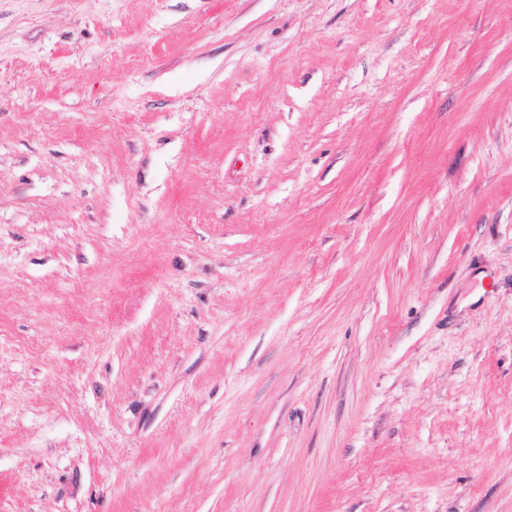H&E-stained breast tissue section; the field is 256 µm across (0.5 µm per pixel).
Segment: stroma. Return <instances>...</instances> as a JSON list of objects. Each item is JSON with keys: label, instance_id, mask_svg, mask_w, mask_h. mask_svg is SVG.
<instances>
[{"label": "stroma", "instance_id": "obj_1", "mask_svg": "<svg viewBox=\"0 0 512 512\" xmlns=\"http://www.w3.org/2000/svg\"><path fill=\"white\" fill-rule=\"evenodd\" d=\"M0 512H512V0H0Z\"/></svg>", "mask_w": 512, "mask_h": 512}]
</instances>
